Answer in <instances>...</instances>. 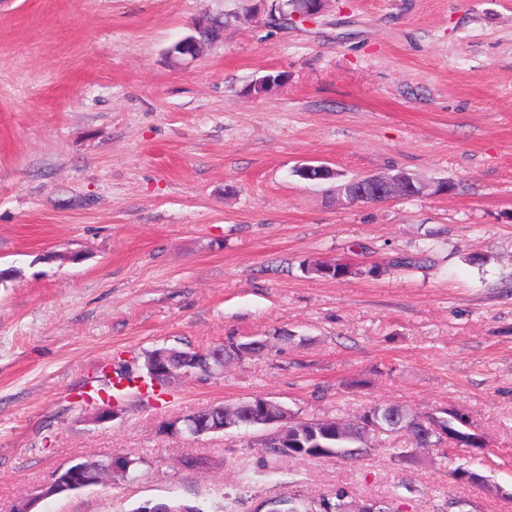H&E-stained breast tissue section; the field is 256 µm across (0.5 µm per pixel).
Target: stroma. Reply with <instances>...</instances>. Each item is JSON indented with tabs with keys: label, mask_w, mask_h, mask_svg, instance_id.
I'll use <instances>...</instances> for the list:
<instances>
[{
	"label": "stroma",
	"mask_w": 512,
	"mask_h": 512,
	"mask_svg": "<svg viewBox=\"0 0 512 512\" xmlns=\"http://www.w3.org/2000/svg\"><path fill=\"white\" fill-rule=\"evenodd\" d=\"M215 17L221 39L168 56ZM271 72L284 83L249 94ZM311 161L454 189L345 204L296 176ZM321 261L355 273L307 274ZM0 268V512L115 452L141 458L136 479L39 512L315 510L340 487L396 512H512V0H329L309 22L278 0H0ZM284 331L89 421L104 371ZM257 395L304 419L461 409L489 446L267 462L250 431L161 430ZM461 465L487 485L456 483Z\"/></svg>",
	"instance_id": "stroma-1"
}]
</instances>
